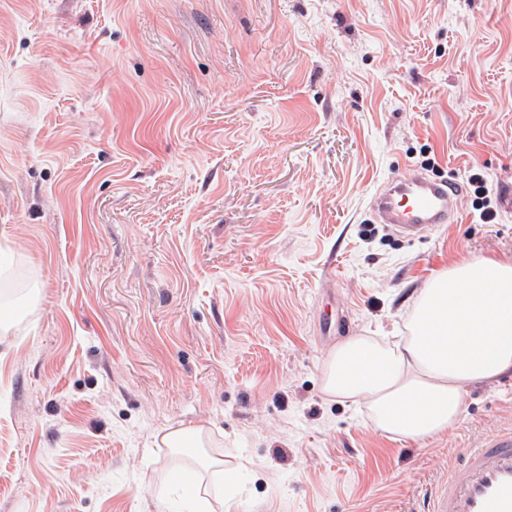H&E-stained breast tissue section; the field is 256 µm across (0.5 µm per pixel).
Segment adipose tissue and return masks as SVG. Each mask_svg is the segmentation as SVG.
Masks as SVG:
<instances>
[{"mask_svg":"<svg viewBox=\"0 0 512 512\" xmlns=\"http://www.w3.org/2000/svg\"><path fill=\"white\" fill-rule=\"evenodd\" d=\"M397 340L349 336L325 361L323 391L366 410L394 440L422 442L461 417L467 391L512 373V256L456 262L420 288ZM185 512H228L243 489V467L211 458L176 460ZM224 484L209 490L208 480Z\"/></svg>","mask_w":512,"mask_h":512,"instance_id":"ef3b65f1","label":"adipose tissue"}]
</instances>
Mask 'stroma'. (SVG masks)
<instances>
[{
  "label": "stroma",
  "instance_id": "stroma-1",
  "mask_svg": "<svg viewBox=\"0 0 512 512\" xmlns=\"http://www.w3.org/2000/svg\"><path fill=\"white\" fill-rule=\"evenodd\" d=\"M487 177L495 223L472 205ZM460 218L376 223L395 177ZM0 512H175L166 431L245 466L233 512H421L512 426V375L405 442L324 395L454 261L512 256V0H0ZM468 184L472 188V192L475 197V199L473 200V205H475L476 203L479 204L478 207L482 206L481 208H478V210L483 209L482 212L480 213V217L483 223H495L494 221L497 217L496 210H493L491 208H485L484 206L486 178L483 171L478 168L472 169L468 177ZM458 186L452 181L431 179L421 173L397 178L370 200L380 224L398 233L416 235L433 224L455 219ZM186 439L189 441V444L183 445ZM162 442L173 448H183L185 446L201 448L204 447L203 430L201 427L170 430L163 435Z\"/></svg>",
  "mask_w": 512,
  "mask_h": 512
}]
</instances>
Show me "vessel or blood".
I'll return each instance as SVG.
<instances>
[{
    "label": "vessel or blood",
    "instance_id": "b4317fda",
    "mask_svg": "<svg viewBox=\"0 0 512 512\" xmlns=\"http://www.w3.org/2000/svg\"><path fill=\"white\" fill-rule=\"evenodd\" d=\"M454 182L414 173L392 180L370 200L380 223L416 235L456 217ZM426 512H512V428L459 455L448 479L428 497Z\"/></svg>",
    "mask_w": 512,
    "mask_h": 512
}]
</instances>
